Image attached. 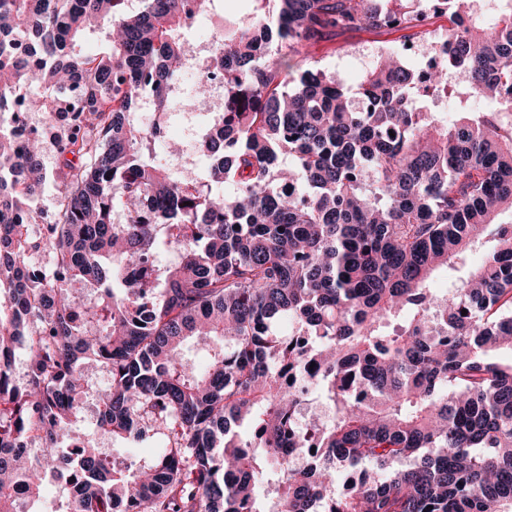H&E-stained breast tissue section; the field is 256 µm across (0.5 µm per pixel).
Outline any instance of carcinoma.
Returning a JSON list of instances; mask_svg holds the SVG:
<instances>
[{
  "label": "carcinoma",
  "mask_w": 512,
  "mask_h": 512,
  "mask_svg": "<svg viewBox=\"0 0 512 512\" xmlns=\"http://www.w3.org/2000/svg\"><path fill=\"white\" fill-rule=\"evenodd\" d=\"M143 2L0 0V512H43L51 482L54 512H512V14L350 89L294 74L299 47L413 28L420 0H252L211 51L205 164L173 171L184 0ZM92 27L108 52L79 49ZM28 112L63 115L53 176L17 145Z\"/></svg>",
  "instance_id": "carcinoma-1"
}]
</instances>
